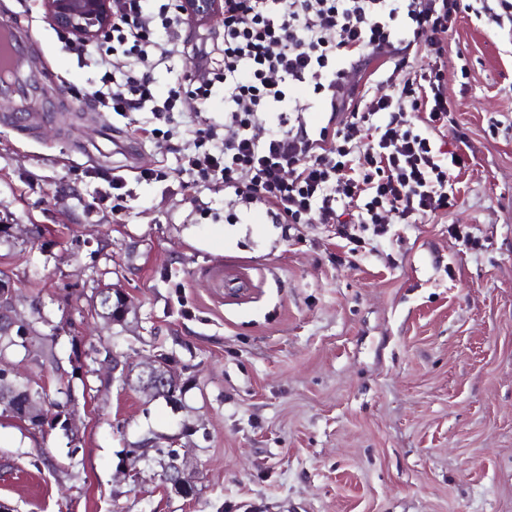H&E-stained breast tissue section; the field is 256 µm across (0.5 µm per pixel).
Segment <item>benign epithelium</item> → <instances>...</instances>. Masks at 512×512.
Wrapping results in <instances>:
<instances>
[{
	"instance_id": "benign-epithelium-1",
	"label": "benign epithelium",
	"mask_w": 512,
	"mask_h": 512,
	"mask_svg": "<svg viewBox=\"0 0 512 512\" xmlns=\"http://www.w3.org/2000/svg\"><path fill=\"white\" fill-rule=\"evenodd\" d=\"M46 18L50 24L85 44L101 39L110 30L118 0H44ZM185 7L194 18L211 17L223 11V0H185ZM16 296L8 285L0 284V325L12 330L17 321ZM140 389L150 397L163 393L165 387L175 380L167 361L153 357L139 365ZM0 406L21 420L43 419L45 407L32 399L15 397L11 391L0 393Z\"/></svg>"
}]
</instances>
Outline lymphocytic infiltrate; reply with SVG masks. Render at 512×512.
I'll return each instance as SVG.
<instances>
[{
	"label": "lymphocytic infiltrate",
	"mask_w": 512,
	"mask_h": 512,
	"mask_svg": "<svg viewBox=\"0 0 512 512\" xmlns=\"http://www.w3.org/2000/svg\"><path fill=\"white\" fill-rule=\"evenodd\" d=\"M459 9L460 0H224L220 125H200L180 91L161 98L153 88L152 72L174 55L200 72L213 64L212 51L192 39L183 0H121L107 50L78 41L67 50L96 69L86 97L97 107L121 116L150 108L157 125L141 129L144 139L180 136L200 187L261 203L280 224L333 226L357 246L361 231L388 233L387 212L406 222L454 205L451 177L468 139L456 133L447 150L432 133L454 122L441 56ZM419 46L434 64L403 75ZM364 75L391 93L361 96ZM415 112L422 127L411 122ZM263 123L269 133L260 138L253 129Z\"/></svg>",
	"instance_id": "obj_1"
}]
</instances>
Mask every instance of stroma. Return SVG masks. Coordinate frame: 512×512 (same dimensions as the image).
Instances as JSON below:
<instances>
[{
	"mask_svg": "<svg viewBox=\"0 0 512 512\" xmlns=\"http://www.w3.org/2000/svg\"><path fill=\"white\" fill-rule=\"evenodd\" d=\"M2 19L29 65L0 108V271L40 312L11 376L64 375L76 404L46 434L0 410V512H512V34L464 7L449 22L443 86L470 145L457 203L387 213L351 256L323 224L227 223L223 193L138 139L151 113L84 101L98 75L44 0H0ZM101 172L126 179L123 220ZM107 338L136 364L165 353L179 401L114 381L92 351ZM169 448L191 493L162 475Z\"/></svg>",
	"mask_w": 512,
	"mask_h": 512,
	"instance_id": "stroma-1",
	"label": "stroma"
}]
</instances>
